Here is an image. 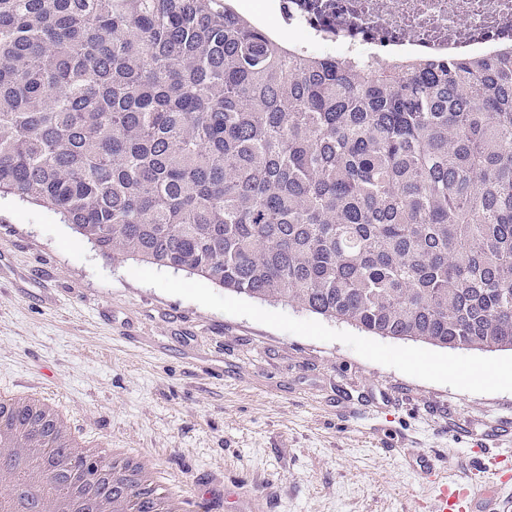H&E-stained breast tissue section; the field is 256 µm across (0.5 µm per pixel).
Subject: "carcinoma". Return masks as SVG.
I'll return each instance as SVG.
<instances>
[{
  "instance_id": "carcinoma-1",
  "label": "carcinoma",
  "mask_w": 512,
  "mask_h": 512,
  "mask_svg": "<svg viewBox=\"0 0 512 512\" xmlns=\"http://www.w3.org/2000/svg\"><path fill=\"white\" fill-rule=\"evenodd\" d=\"M112 260L512 350V52L364 67L231 0H0V198Z\"/></svg>"
}]
</instances>
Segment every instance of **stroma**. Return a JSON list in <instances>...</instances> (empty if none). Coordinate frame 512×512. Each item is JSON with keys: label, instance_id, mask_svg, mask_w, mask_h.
I'll return each instance as SVG.
<instances>
[{"label": "stroma", "instance_id": "stroma-1", "mask_svg": "<svg viewBox=\"0 0 512 512\" xmlns=\"http://www.w3.org/2000/svg\"><path fill=\"white\" fill-rule=\"evenodd\" d=\"M512 351L369 335L186 272L111 261L52 212L0 198V387L59 401L163 479L241 486L253 512H433L512 385L460 369Z\"/></svg>", "mask_w": 512, "mask_h": 512}]
</instances>
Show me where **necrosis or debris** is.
Returning a JSON list of instances; mask_svg holds the SVG:
<instances>
[{"label": "necrosis or debris", "instance_id": "4bbe7bcc", "mask_svg": "<svg viewBox=\"0 0 512 512\" xmlns=\"http://www.w3.org/2000/svg\"><path fill=\"white\" fill-rule=\"evenodd\" d=\"M293 48L390 64L512 46V0H275Z\"/></svg>", "mask_w": 512, "mask_h": 512}]
</instances>
